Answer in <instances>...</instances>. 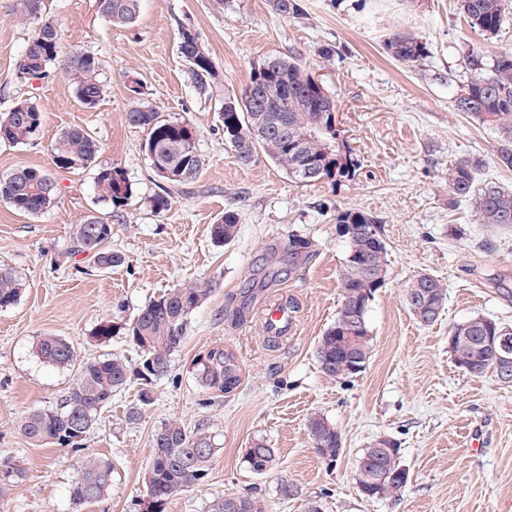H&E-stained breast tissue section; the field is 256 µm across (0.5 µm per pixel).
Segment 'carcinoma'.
Wrapping results in <instances>:
<instances>
[{"mask_svg":"<svg viewBox=\"0 0 512 512\" xmlns=\"http://www.w3.org/2000/svg\"><path fill=\"white\" fill-rule=\"evenodd\" d=\"M272 10L284 18L300 15L299 0H270ZM507 0H461V10L470 28L484 37L497 35L507 21ZM140 0H99V11L114 25L136 21ZM387 53L399 64L409 68L420 66L431 54L421 37L395 32L385 41ZM180 54L188 65L196 90L210 96L219 84L215 65L209 53L188 29L180 33ZM60 35L56 25L45 20L28 41L17 63L19 74L32 78L42 76L60 57ZM269 69L252 68L250 80L237 92L224 96V138L237 161L248 166L259 155L280 167L290 179L302 185L316 182L351 180L357 171L352 148L342 137L336 124V99L323 83L315 80L309 67L299 59L267 57ZM72 75L75 93L87 109L95 108L104 94L100 80V61L95 54L72 50L64 59ZM137 83L127 87L137 105L126 112L125 119L133 127L147 131L144 150L155 172L166 175L164 185L150 197L152 209L168 210L175 193L199 175L203 160L199 154L195 128L186 120L165 119L144 101V87ZM456 111L469 117L496 135L497 161L512 168V51L501 52L491 62L473 63V72L455 98ZM44 113L30 101L17 102L9 111L0 113V141L26 144L39 135ZM288 138H283V129ZM311 128L320 129L318 136L294 146L293 137ZM332 152H326L327 146ZM100 143L81 128H70L50 146L53 165L62 170L87 167L96 162ZM484 165L480 157L456 160L448 167L449 203H468L476 221L494 226L512 225V191L479 181ZM316 168V175L307 177L304 169ZM98 201L110 209L125 206L132 193L124 171L117 165H103L95 177ZM59 184L47 170L26 167L0 177V200L20 213L37 216L56 201ZM336 223L354 225V232L345 237L347 252L343 260L340 282L343 304L336 321L321 336L316 358L324 375L332 379L351 377V357L369 360L371 335L368 323H360L356 312L365 292L375 293L385 286L388 277V249L381 236L378 220L360 209L336 210ZM238 233V216L227 210L211 225V240L218 246L232 242ZM112 225L96 216L75 226L72 244L77 253L92 252L97 268L108 269L124 261L112 251ZM423 291V307L408 305L412 315L425 324L439 318L447 291L444 284L429 274H418L408 288ZM23 283L11 268L0 266V309L14 305ZM206 298V290L195 286L173 288L145 304L132 320L117 327L101 323L95 336L105 341L121 329L137 347L144 361L132 368L126 360L102 356L79 365L76 381L68 395L56 406L30 413L21 423L26 438L36 446L53 443L78 450L95 428L103 410L112 403V396L124 389L133 378L145 381L139 401L153 402L148 384L167 376L173 354L178 351L187 330L188 320ZM500 325L487 316L472 317L448 330L452 342L448 352L454 362L470 376L482 377L494 370L491 353L484 347L485 338ZM34 352L41 362L66 368L76 361L71 344L53 335L40 336ZM201 380L208 388L229 392L236 388L240 374L234 361L220 349L210 352L201 363ZM307 430L316 452L328 465L336 463L342 451V440L336 428L321 416L309 418ZM153 453L145 474V512H164L165 506L188 488L203 483L209 475L216 444L205 429L189 432L176 420L162 424L152 434ZM244 462L256 475L269 471L274 462L273 449L258 440L246 450ZM401 466L400 449L388 439H380L363 449L357 466L358 486L372 498L398 496L403 491L393 473ZM112 479V464L105 460L89 461L79 467L69 489L76 506L100 499ZM210 512H264L261 500L250 494L228 495L213 500Z\"/></svg>","mask_w":512,"mask_h":512,"instance_id":"obj_1","label":"carcinoma"}]
</instances>
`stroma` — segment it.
I'll use <instances>...</instances> for the list:
<instances>
[{"instance_id": "stroma-1", "label": "stroma", "mask_w": 512, "mask_h": 512, "mask_svg": "<svg viewBox=\"0 0 512 512\" xmlns=\"http://www.w3.org/2000/svg\"><path fill=\"white\" fill-rule=\"evenodd\" d=\"M16 3L0 0V112L28 98L45 120L36 141L0 142V176L54 170L51 143L81 127L101 145L99 164L124 170L132 195L115 212L98 203L90 166L55 170L61 191L41 215L0 201V264L24 283L17 303L0 310V462L22 471L0 481V512H143L151 436L171 420L205 428L217 451L206 480L165 512H208L214 499L241 493L261 499L265 512H303L311 501L322 512H512V385L464 373L448 352L449 327L471 317L512 326V227L476 223L470 205H448V167L463 157L483 156L480 180L512 189V169L494 159V133L453 106L472 58L487 63L512 50V21L487 41L469 28L458 0H301L296 18L276 15L269 0H231L223 10L212 0H141L129 26L106 22L98 0H44L41 19L25 24ZM45 18L58 26L63 52L81 48L100 59L97 108L81 106L62 62L38 78L18 74L16 63ZM185 28L220 74L212 96L198 94L179 52ZM397 31L429 43L424 65L407 68L388 55L384 41ZM326 45L335 49L329 61L319 56ZM268 56L302 59L335 96L336 120L359 164L354 180L304 186L265 157L237 163L224 141V94L244 86L253 63ZM131 77L164 116L193 124L205 161L162 213L149 204L159 179L143 149L147 132L125 120ZM345 208L378 219L390 269L367 312L370 358L357 376L336 381L322 373L316 348L342 304L346 244L336 235V212ZM228 210L238 215V235L218 247L210 227ZM92 215L111 224L122 265L99 270L87 255L72 254L74 226ZM292 239L307 248H289ZM420 273L448 290L429 326L414 319L404 298ZM195 284L209 294L137 421L127 419L139 407L135 380L113 396L83 450L30 443L21 421L59 403L76 379L75 369L36 357V337L66 339L82 362L109 354L134 365L139 355L127 337L99 342L98 325L124 324L149 300ZM286 297L299 306L296 333L263 336V305ZM215 349L239 368L231 392L199 379L201 361ZM314 414L342 436L335 465L310 445ZM383 438L398 444L409 479L402 496L369 499L356 484L357 461ZM258 439L275 453L272 470L260 476L243 459ZM88 458L111 461L112 483L77 511L69 488ZM284 481L297 496L279 494Z\"/></svg>"}]
</instances>
